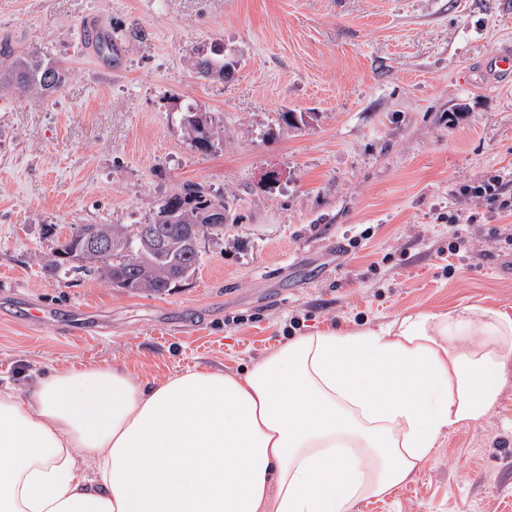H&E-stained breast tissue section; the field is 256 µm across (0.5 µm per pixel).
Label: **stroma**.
Returning a JSON list of instances; mask_svg holds the SVG:
<instances>
[{"label": "stroma", "mask_w": 512, "mask_h": 512, "mask_svg": "<svg viewBox=\"0 0 512 512\" xmlns=\"http://www.w3.org/2000/svg\"><path fill=\"white\" fill-rule=\"evenodd\" d=\"M90 21L121 47L111 67ZM216 45L229 74L200 78L191 58ZM500 49L512 0H0V74L32 53L66 68L44 97L0 82V387L104 363L241 370L287 337L431 306L512 314V211L475 192L496 179L512 202ZM192 111L208 148L188 145ZM193 187L223 194L224 229L171 293L41 269L73 227L142 224ZM351 512H512V373L480 424Z\"/></svg>", "instance_id": "35a3bbf8"}]
</instances>
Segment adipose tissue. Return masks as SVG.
Returning a JSON list of instances; mask_svg holds the SVG:
<instances>
[{"label":"adipose tissue","instance_id":"ef3b65f1","mask_svg":"<svg viewBox=\"0 0 512 512\" xmlns=\"http://www.w3.org/2000/svg\"><path fill=\"white\" fill-rule=\"evenodd\" d=\"M512 315L482 302L294 336L240 372L96 365L0 388V512H350L492 410Z\"/></svg>","mask_w":512,"mask_h":512}]
</instances>
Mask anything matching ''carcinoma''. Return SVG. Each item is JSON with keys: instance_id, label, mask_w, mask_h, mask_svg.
<instances>
[{"instance_id": "cac0c4a2", "label": "carcinoma", "mask_w": 512, "mask_h": 512, "mask_svg": "<svg viewBox=\"0 0 512 512\" xmlns=\"http://www.w3.org/2000/svg\"><path fill=\"white\" fill-rule=\"evenodd\" d=\"M193 67L200 77L224 72V59L198 55ZM6 80L26 93L41 96L61 89L65 72L38 54L14 60ZM189 146L204 148L215 134L203 117L188 120ZM213 209L224 210V195L201 188L162 198L155 216L146 225L128 228L113 224L112 253L98 263L81 261L86 234L94 228L87 224L71 231L59 246L41 256V268L57 279L96 278L117 284L134 294L163 295L194 276L199 267L197 243L212 230L224 229V223L208 222Z\"/></svg>"}]
</instances>
